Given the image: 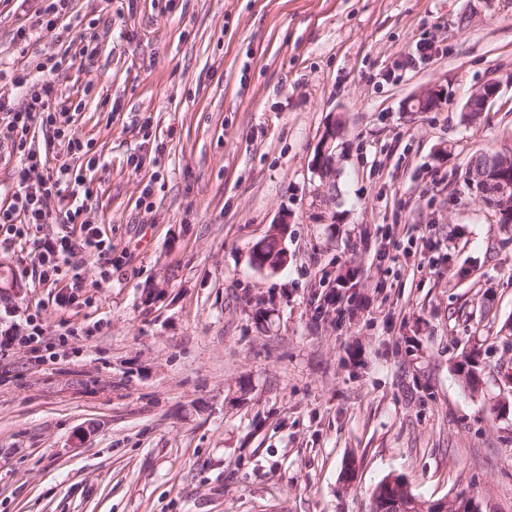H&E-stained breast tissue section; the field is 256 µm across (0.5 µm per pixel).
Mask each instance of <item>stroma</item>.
<instances>
[{
	"label": "stroma",
	"instance_id": "1",
	"mask_svg": "<svg viewBox=\"0 0 512 512\" xmlns=\"http://www.w3.org/2000/svg\"><path fill=\"white\" fill-rule=\"evenodd\" d=\"M70 15L103 35L54 80L105 157L92 214L118 267L92 305L43 313L100 333L0 358V512H368L389 475L512 512V225L465 181L477 151H512V0H72ZM20 18L0 0V65L65 53L53 31L13 43ZM435 84L438 110L405 111ZM335 117L331 190L311 162ZM281 223L288 263L258 270L251 247ZM26 264L0 250V309L47 298ZM498 84L491 82L483 85L471 96L465 112H484L487 106L495 100L499 93ZM475 102L479 105L476 106Z\"/></svg>",
	"mask_w": 512,
	"mask_h": 512
}]
</instances>
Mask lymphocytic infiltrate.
<instances>
[{
	"instance_id": "f902f5d3",
	"label": "lymphocytic infiltrate",
	"mask_w": 512,
	"mask_h": 512,
	"mask_svg": "<svg viewBox=\"0 0 512 512\" xmlns=\"http://www.w3.org/2000/svg\"><path fill=\"white\" fill-rule=\"evenodd\" d=\"M26 6L25 22L13 34L16 44H28L42 31L71 32V0H40ZM76 32V31H73ZM79 55L91 60L100 38L94 28L76 32ZM63 59L50 55L13 69L10 82L16 99L0 97V140L9 141L18 158L13 180L0 188V249L22 248L31 259V277L39 286L55 289L54 301L61 307L88 304L87 288L112 280V237L91 216L98 189L91 171L103 166L94 140L79 137L74 129L75 107L59 97L54 74ZM41 130L50 144L66 149L64 160L56 162L48 147H35L31 130ZM55 225L46 233L45 225ZM95 276H88L87 266ZM43 303H35L24 321L15 310L0 315V356L11 347H27L33 355L66 346L68 337L92 335V328H79L60 321L53 325L42 316Z\"/></svg>"
}]
</instances>
